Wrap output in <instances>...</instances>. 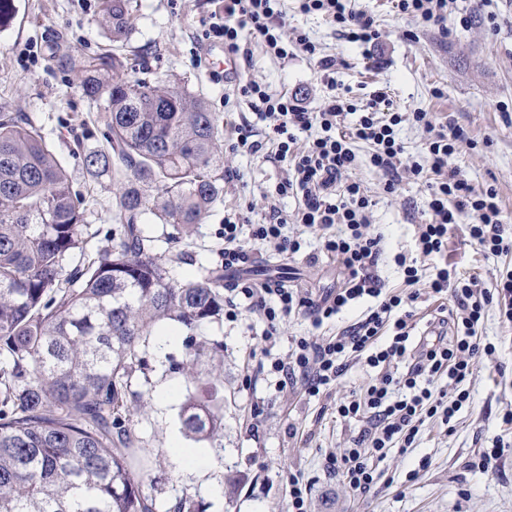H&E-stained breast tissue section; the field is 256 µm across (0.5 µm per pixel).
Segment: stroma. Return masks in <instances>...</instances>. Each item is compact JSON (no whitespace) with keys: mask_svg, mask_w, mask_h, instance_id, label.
Segmentation results:
<instances>
[{"mask_svg":"<svg viewBox=\"0 0 512 512\" xmlns=\"http://www.w3.org/2000/svg\"><path fill=\"white\" fill-rule=\"evenodd\" d=\"M15 5L13 20L0 29V108L24 113L41 127L68 167L74 188L86 192L88 251L104 245L116 229L112 200L120 189L111 178L91 179L69 153L76 136H84L89 145L101 140L100 113L78 89L88 58L113 52L126 73L150 81L176 79L204 96L220 118L219 144L225 149L233 126L257 122L250 98L241 96L236 84L214 77L202 61L224 53L223 39L203 38L201 26L203 18L222 9L221 0H131L130 34L119 49L98 23L102 0H15ZM355 7L374 17L382 34L379 45L349 42L325 17L300 14L295 0H281L285 33L305 32L324 54L335 57V73L325 75L294 46L288 59L276 58L245 31L241 40L251 54L241 60V81H260L268 93L296 95L316 110L332 79L356 106L383 90L395 109L455 122L471 139L455 165L476 190L495 188L503 216L512 223V0H482L467 29L459 25V12L469 9L470 2L458 0L444 34L399 15L392 0H355ZM410 31L415 34L411 40L406 37ZM436 87L442 88V96L433 95ZM357 152L361 162L353 175L372 199L375 229L385 237L377 273L386 290H398L403 277L392 256L414 253V226L424 218L427 188L406 179L395 194L384 193L383 175L365 161L367 147L358 146ZM224 166L236 171V178L225 180L223 194L190 233L153 215L143 217L145 236L158 254L170 259L175 279H190L200 266L220 264L225 215L245 211L258 223L269 207L288 215L297 208L295 199L274 193L286 170L273 154L226 150ZM464 234L460 226L449 237V263L475 277L480 288L495 289L512 268V253L483 254L466 245ZM318 248L315 238L305 257L269 255L253 246L256 261L247 276L256 284L278 282L324 296L342 286L344 272ZM366 307V301H359L319 328L306 315L292 316L283 321L273 343L264 340L262 324L246 311L237 320L200 329L198 338L224 345L223 358L199 368L203 378L222 390L224 432L197 445L178 423L190 388L181 369L188 341L179 333L162 342L168 331L164 325L153 332L142 350L144 368L132 378L128 397L146 406L131 428L147 462L145 490L155 497L158 512L185 495L204 512H288L294 475L311 485L308 512H512V427L501 420L503 408L512 403V324L498 307L488 308L482 323L494 352L476 368L470 399L454 428L426 420L413 448L404 453L393 449L375 460L377 482L363 495L351 491L336 459L360 437L365 424L339 417L336 407L375 379L376 371L350 360L343 378L316 397L279 389L276 375L259 373L264 355L288 356L292 337L322 341L355 323ZM250 376L256 377L255 385H247ZM166 385L174 387L175 396L164 402L159 392ZM496 440L503 451L493 469L475 468L478 453ZM175 443L199 446L208 480L186 474L175 463L170 454Z\"/></svg>","mask_w":512,"mask_h":512,"instance_id":"35a3bbf8","label":"stroma"}]
</instances>
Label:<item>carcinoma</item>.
<instances>
[{
	"mask_svg": "<svg viewBox=\"0 0 512 512\" xmlns=\"http://www.w3.org/2000/svg\"><path fill=\"white\" fill-rule=\"evenodd\" d=\"M129 5L104 0L114 43L128 38ZM80 91L103 112V141L73 156L91 177L122 181L118 231L82 267L69 262L85 254V197L42 129L0 112V512H154L134 467L139 440L115 425L141 412L128 386L161 323L191 340L183 433L224 430L223 397L196 371L218 350L194 340L224 321V267L175 280L138 225L150 213L190 226L210 211L224 183L218 116L176 80L122 73L114 54L87 61Z\"/></svg>",
	"mask_w": 512,
	"mask_h": 512,
	"instance_id": "obj_1",
	"label": "carcinoma"
}]
</instances>
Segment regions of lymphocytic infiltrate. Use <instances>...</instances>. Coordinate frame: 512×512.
<instances>
[{
  "mask_svg": "<svg viewBox=\"0 0 512 512\" xmlns=\"http://www.w3.org/2000/svg\"><path fill=\"white\" fill-rule=\"evenodd\" d=\"M297 2L299 12L326 17L350 41L371 44L380 37L375 19L355 10L352 0ZM284 27L280 0H224L223 13L205 21L203 34L223 38L225 49L238 53L242 50L239 33L247 28L269 51L284 58L288 55ZM239 92L256 100L257 117L265 124L264 137L258 140L251 128H237L230 150L256 154L272 148L275 158L287 166L276 192L296 198L298 206L290 219L270 209L260 224L241 222L236 215L225 217L224 269L241 273L251 267L253 256L245 249L244 239L275 254L294 256L302 253L306 234L315 232L322 253L339 261L346 278L342 288L317 300L296 288L258 285L246 279L236 281L234 292L264 320L263 334L269 340L277 336L280 322L293 313L309 312L319 327L356 300H373L359 321L322 342L294 339L288 357L272 360L271 372L314 397L344 376L345 360L351 356L364 357L372 368L394 362L404 366L403 372L383 374L363 387L356 399L336 408L339 416L367 422L361 438L345 449L340 460L348 486L364 493L374 483L371 459L394 448L407 451L427 419L436 417L450 424L469 400L466 384L482 357L493 352L479 334L486 309L498 306L512 322V272L500 279L496 292L478 289L474 279L448 263L450 233L457 224H465L467 244L493 255L512 251V240L506 235L496 190L476 191L454 164L461 144L468 140L456 124L434 122L426 112L396 111L381 90L373 93L360 113L344 94L336 92L329 93L316 111L302 106L297 98L269 94L255 80L240 85ZM405 124L426 131L423 160L406 155L399 137ZM359 143L369 148V166L385 175L386 193H395L405 178L422 181L427 187V220L415 227L416 255L394 257L406 285L397 294L384 293L374 272L383 252V236L371 230L372 200L362 184L351 178L359 164L355 151ZM292 223L297 226L293 234L288 231ZM424 288L452 302L454 342L438 336L413 345V305ZM442 377L453 386L454 397L435 392L434 383Z\"/></svg>",
  "mask_w": 512,
  "mask_h": 512,
  "instance_id": "f902f5d3",
  "label": "lymphocytic infiltrate"
}]
</instances>
